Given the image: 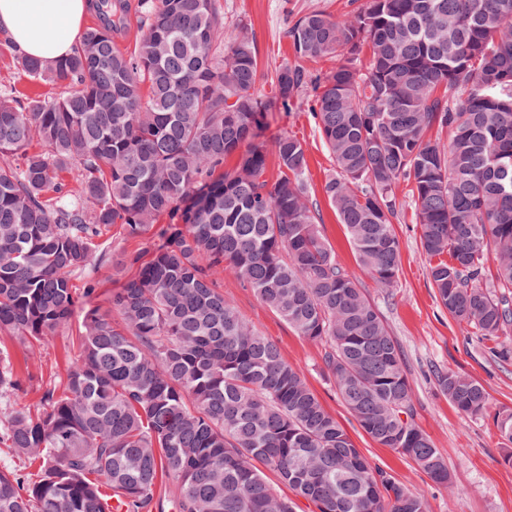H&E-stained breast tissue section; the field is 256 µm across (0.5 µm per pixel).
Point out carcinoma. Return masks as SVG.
<instances>
[{"label": "carcinoma", "mask_w": 512, "mask_h": 512, "mask_svg": "<svg viewBox=\"0 0 512 512\" xmlns=\"http://www.w3.org/2000/svg\"><path fill=\"white\" fill-rule=\"evenodd\" d=\"M53 67L20 56L51 100L0 86V335L30 347L80 317L63 388L34 412L1 403L26 379L0 356V447L32 472L0 469V512H296L261 463L313 512H427L424 497L373 466L286 362L224 299L232 273L289 328L320 346L323 374L359 427L435 484L445 460L414 419L398 342L320 230L307 149L261 131L312 90L336 174L324 186L379 287L397 281L396 189L409 186L438 299L486 341L512 329V0H365L288 26L296 57L261 93L244 26L220 0H138L141 34L121 51L122 0ZM336 67L314 75L303 65ZM277 171L269 169V155ZM237 157L224 170V159ZM169 218L109 309L77 294L118 225L141 237ZM119 320H112V313ZM462 413L488 396L439 371ZM494 420L510 447L512 409Z\"/></svg>", "instance_id": "carcinoma-1"}]
</instances>
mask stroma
Here are the masks:
<instances>
[{
    "label": "stroma",
    "instance_id": "stroma-1",
    "mask_svg": "<svg viewBox=\"0 0 512 512\" xmlns=\"http://www.w3.org/2000/svg\"><path fill=\"white\" fill-rule=\"evenodd\" d=\"M227 30L243 25L251 35L258 56L259 87L270 91L276 69L292 61L287 29L290 21L319 10L338 17L350 11L349 0H221ZM16 50L0 37V83L24 95L43 99L56 97L58 86L28 79L16 64ZM285 131L298 138L308 153L307 191L321 214V231L333 247L337 260L357 271L354 249L347 232L324 193L326 181L335 173L331 155L324 146L307 104L273 115L269 134ZM398 214L393 227L401 242V261L396 286L383 289L368 276L361 285L379 308L392 336L398 341L413 387L415 420L431 437L445 458L452 475L451 488L434 484L408 458L369 438L343 406L330 381L318 368L320 348L288 328L233 274L221 280L224 296L239 314L273 339L283 356L306 378L326 410L334 415L373 465L407 484L427 502L428 512H512V464L503 462V441L494 425L493 413L512 407V331L494 341H483L471 329L457 323L441 306L433 288L429 264L421 249L420 229L407 188L398 191ZM110 261L92 273L78 275V283L93 281L98 293L108 294L125 282L126 273H115L111 263L122 254L149 252L157 241L155 232L127 239L118 228L105 234ZM77 348V327L69 325L45 338L36 347L16 340L0 339L17 370L31 377L25 394L14 398L18 407L37 409L40 387L48 381L64 384L67 356ZM453 370L469 376L486 391L489 412L480 417L460 413L438 389L434 375Z\"/></svg>",
    "mask_w": 512,
    "mask_h": 512
}]
</instances>
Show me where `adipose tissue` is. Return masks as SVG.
<instances>
[{
  "mask_svg": "<svg viewBox=\"0 0 512 512\" xmlns=\"http://www.w3.org/2000/svg\"><path fill=\"white\" fill-rule=\"evenodd\" d=\"M92 0H0V32L23 55L52 66L69 52Z\"/></svg>",
  "mask_w": 512,
  "mask_h": 512,
  "instance_id": "ef3b65f1",
  "label": "adipose tissue"
}]
</instances>
